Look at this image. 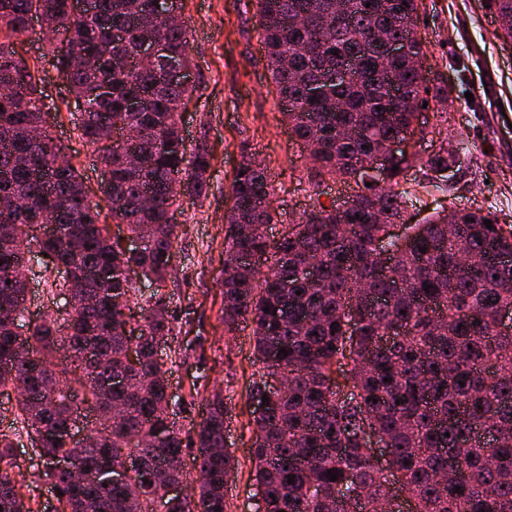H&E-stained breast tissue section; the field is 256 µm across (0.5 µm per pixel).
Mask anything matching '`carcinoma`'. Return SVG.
<instances>
[{"instance_id":"carcinoma-1","label":"carcinoma","mask_w":512,"mask_h":512,"mask_svg":"<svg viewBox=\"0 0 512 512\" xmlns=\"http://www.w3.org/2000/svg\"><path fill=\"white\" fill-rule=\"evenodd\" d=\"M161 2L95 0L73 17L70 0H0V388L24 390L14 420L46 464L61 512H226L233 459L220 451L218 393L197 433L198 501L167 496L183 477L184 451L169 368L158 353L173 325L163 293L145 298L125 276L138 267L165 281L177 240L174 211L209 185L212 155L203 143L187 153L181 133L188 89L165 77L173 65L192 64L189 35L183 25L154 22ZM417 2L257 0L274 90L314 177L364 183L344 210L319 202L272 246L265 228L277 219L267 167L247 157L232 179L224 262L261 260L274 248L267 270L224 279L222 310L227 331L252 325L254 354L266 370L251 397H268L266 413L253 419L252 443L267 512H357L365 492L388 497L390 476L414 512H512V328L496 326L498 310L512 311V261L502 260L512 257V224L451 205L407 223L414 203L403 184L415 153L392 157L396 171L362 172L415 132L424 103L446 98L420 73ZM496 6L502 34L512 39V0ZM38 14L57 20L49 53L88 97L82 137L101 146L110 173L102 194L112 219L141 239L135 251L110 237L75 167L55 168L62 147L43 124L44 90L12 42ZM375 30L405 42L402 54L365 52ZM154 40L163 53L144 56ZM351 59L353 78L332 82ZM455 162L442 142L426 164L439 175ZM38 224L56 231L39 241ZM35 246L76 273L57 284L71 290L75 306L66 324L45 317L16 336L9 323L26 320L27 311L16 268ZM383 252L403 285L383 271ZM310 257L320 262L312 279L302 275ZM273 343L288 354L272 362ZM60 353L64 360L48 374L43 363ZM278 375L288 386L270 383ZM83 407L102 423L80 436L74 414ZM369 433L390 448L385 468L367 447ZM14 457L15 441L0 433V512H34ZM131 458L139 467L114 480ZM65 459L94 480L59 468Z\"/></svg>"}]
</instances>
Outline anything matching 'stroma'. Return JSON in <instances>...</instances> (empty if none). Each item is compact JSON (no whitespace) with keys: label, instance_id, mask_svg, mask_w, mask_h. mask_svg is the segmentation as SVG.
Segmentation results:
<instances>
[{"label":"stroma","instance_id":"1","mask_svg":"<svg viewBox=\"0 0 512 512\" xmlns=\"http://www.w3.org/2000/svg\"><path fill=\"white\" fill-rule=\"evenodd\" d=\"M182 16L189 26L196 75L182 112V134L187 149L206 144L212 161L206 195L184 200L173 217L178 239L173 270L163 285L171 297L175 334L169 390L177 401L174 420L186 445V488L195 490L199 483L194 442L203 404L221 393L234 459L225 484L226 512H256L249 405L262 368L253 355L251 324H240L229 334L221 320L224 214L233 173L246 155L268 167L278 213L277 223L266 229L272 243L314 203H343L358 187L352 178L311 181L309 160L288 130L271 83L254 0H183ZM418 32L427 81L445 87L449 95L447 103L422 111L423 121L411 138L421 159L407 176L419 198L411 215L419 223L452 204L512 223V43L502 36L496 6L492 0H424ZM17 50L43 78L44 110L53 135L85 185L97 189L103 171L94 149L81 137L73 94L51 61L39 23L20 36ZM442 131L449 142L461 140L468 146L452 167L445 192L434 187V174L423 164ZM27 307L34 319L48 315L61 320L68 312L59 292L40 276L30 281ZM194 387L199 390L195 396L190 393ZM0 431L16 435L20 471L37 477L36 501L46 506L50 493L40 477L44 464L34 456L25 429L6 420Z\"/></svg>","mask_w":512,"mask_h":512}]
</instances>
